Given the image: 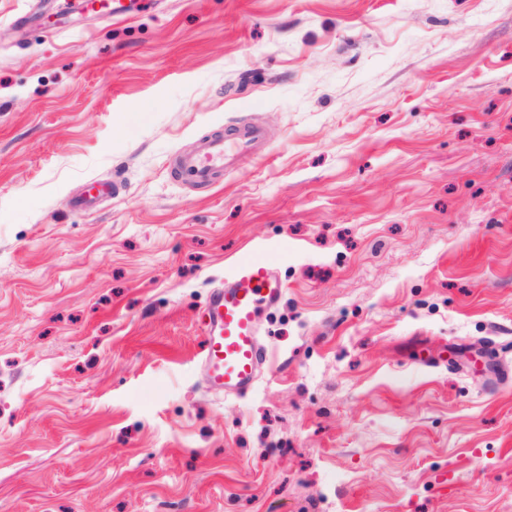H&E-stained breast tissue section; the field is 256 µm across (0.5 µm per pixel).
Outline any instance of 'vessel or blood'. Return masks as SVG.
<instances>
[{"instance_id": "b4317fda", "label": "vessel or blood", "mask_w": 512, "mask_h": 512, "mask_svg": "<svg viewBox=\"0 0 512 512\" xmlns=\"http://www.w3.org/2000/svg\"><path fill=\"white\" fill-rule=\"evenodd\" d=\"M261 138L262 133L256 128L240 131L238 139L230 144L223 137H214L196 153L178 156L176 169L186 180L209 185L217 171L234 166L238 154ZM114 192L112 184L92 181L74 204L91 212L101 198ZM283 291L272 259L255 253L244 258L236 274L212 292L203 356L211 388L236 397L255 388L266 362V348L258 337L257 323L265 311L280 301Z\"/></svg>"}]
</instances>
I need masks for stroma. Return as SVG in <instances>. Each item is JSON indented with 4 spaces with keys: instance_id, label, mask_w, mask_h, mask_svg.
Here are the masks:
<instances>
[{
    "instance_id": "35a3bbf8",
    "label": "stroma",
    "mask_w": 512,
    "mask_h": 512,
    "mask_svg": "<svg viewBox=\"0 0 512 512\" xmlns=\"http://www.w3.org/2000/svg\"><path fill=\"white\" fill-rule=\"evenodd\" d=\"M0 512H512V0H0ZM98 2L101 8L109 9L113 17H129L138 8L136 0H84V8L94 10V5ZM238 136L231 146L227 145L224 136H216L204 142L196 153L178 156L176 169L179 175L196 184L209 185L217 171L234 166L239 153L261 140L262 132L249 128L240 131ZM85 192L74 199L75 207L86 212H93L101 198L115 193L111 183L92 181L87 183ZM273 260L262 253L244 258L236 274L215 289L207 308L203 363L212 389L241 397L257 385L266 362V347L257 323L283 295Z\"/></svg>"
}]
</instances>
